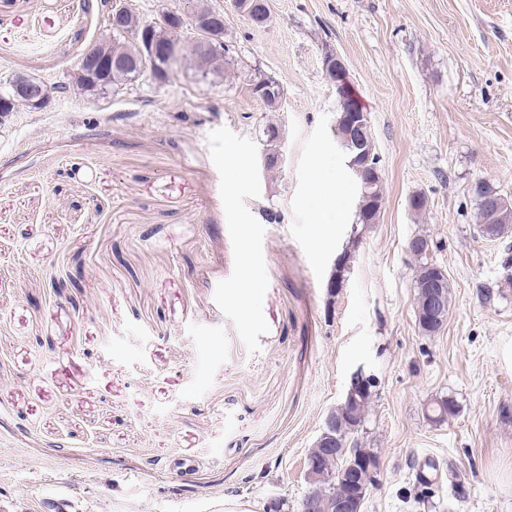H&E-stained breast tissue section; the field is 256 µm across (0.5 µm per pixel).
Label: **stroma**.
<instances>
[{
	"instance_id": "35a3bbf8",
	"label": "stroma",
	"mask_w": 512,
	"mask_h": 512,
	"mask_svg": "<svg viewBox=\"0 0 512 512\" xmlns=\"http://www.w3.org/2000/svg\"><path fill=\"white\" fill-rule=\"evenodd\" d=\"M83 3L0 0V84L59 87L0 117V512H298L360 367L377 385L358 436L381 457L364 512H427L424 496L512 512V228L482 236L474 194L512 202V0H268L261 28L209 0L234 70L205 80L185 60L103 98L69 87L109 29ZM329 53L379 156L380 217L359 232ZM317 179L337 223L314 221ZM418 233L450 284L433 337L415 322ZM437 396L459 405L442 424L423 415Z\"/></svg>"
}]
</instances>
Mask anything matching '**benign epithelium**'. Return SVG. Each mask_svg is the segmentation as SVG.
<instances>
[{"label": "benign epithelium", "instance_id": "1", "mask_svg": "<svg viewBox=\"0 0 512 512\" xmlns=\"http://www.w3.org/2000/svg\"><path fill=\"white\" fill-rule=\"evenodd\" d=\"M106 5L108 22L112 29L128 34L142 43V53L155 60L174 54L175 45L162 42L155 36L160 27L176 25L183 29H206L213 42L202 45V50H219L223 40L224 11L218 8L202 10L199 0H182V6L173 12H162L158 18L148 20L122 3V0H101ZM326 76L336 86L337 94L345 105L346 135L357 147L373 139L371 121L358 99L345 95L350 84L343 59L329 53L323 59ZM131 68L125 51L95 42L88 46L82 60L73 73L75 85L102 83L112 85V69ZM15 98L31 106H47L53 91L38 77L29 78L24 84L14 86ZM481 208L486 215L485 228L488 236L501 234L499 224V200L492 195L480 197ZM407 252L418 260L431 258L433 244L428 238L412 237L406 245ZM429 280L424 284L426 297H416L415 315L420 331L426 336L437 335L443 326L442 315L447 301L442 288L448 275L444 268L429 263ZM376 380L359 367L349 380L343 406L355 410L363 400H371ZM360 430L356 425L349 429L337 426L332 416H327L321 433L313 444L314 453L309 455L306 482L308 489L302 499L301 512H363L368 493L377 482L380 459L371 448H357L353 436Z\"/></svg>", "mask_w": 512, "mask_h": 512}]
</instances>
